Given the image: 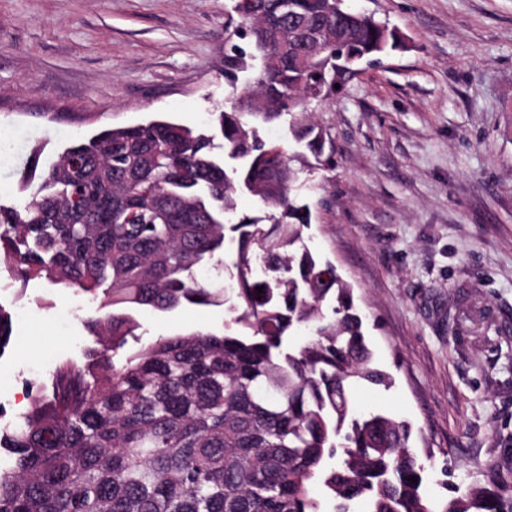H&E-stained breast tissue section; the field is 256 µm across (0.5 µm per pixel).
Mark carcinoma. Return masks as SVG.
<instances>
[{
  "mask_svg": "<svg viewBox=\"0 0 512 512\" xmlns=\"http://www.w3.org/2000/svg\"><path fill=\"white\" fill-rule=\"evenodd\" d=\"M230 11L250 50L229 45L231 106L212 132L164 120L107 128L46 173L23 172L24 191L39 179L25 204H0L1 269L110 308L87 322L97 341L86 363L59 362L52 387H36L0 435V512H323L317 489L330 512H512L495 464L485 485L426 495L411 425L356 403L358 384L391 378L375 366L353 288L324 280L328 261L297 247L310 210L294 187L308 157L332 162L307 88L336 84L338 67L357 75L406 48L404 36L345 0H230ZM282 116L306 152L261 138L258 122ZM271 179L277 194L255 196L272 224L226 225L241 183ZM228 242L234 287L216 288L197 271L222 266ZM228 301L249 333L159 337L111 360L139 327L133 312ZM12 334L0 304V354Z\"/></svg>",
  "mask_w": 512,
  "mask_h": 512,
  "instance_id": "obj_1",
  "label": "carcinoma"
}]
</instances>
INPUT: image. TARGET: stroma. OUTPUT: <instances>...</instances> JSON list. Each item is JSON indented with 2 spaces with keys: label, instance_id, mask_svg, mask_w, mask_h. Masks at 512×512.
Instances as JSON below:
<instances>
[{
  "label": "stroma",
  "instance_id": "stroma-1",
  "mask_svg": "<svg viewBox=\"0 0 512 512\" xmlns=\"http://www.w3.org/2000/svg\"><path fill=\"white\" fill-rule=\"evenodd\" d=\"M227 0H0V202L16 198L32 150L48 169L76 139L157 119L206 127L224 79ZM398 28L407 47L363 65L312 119L333 167L299 189L302 244L354 286L376 365L392 387L362 386L359 405L408 420L443 480H512V0H347ZM70 288L0 269L14 321L0 355L7 418L29 406L44 360H85L96 338ZM115 361L161 336L223 334L226 306L137 311Z\"/></svg>",
  "mask_w": 512,
  "mask_h": 512
}]
</instances>
